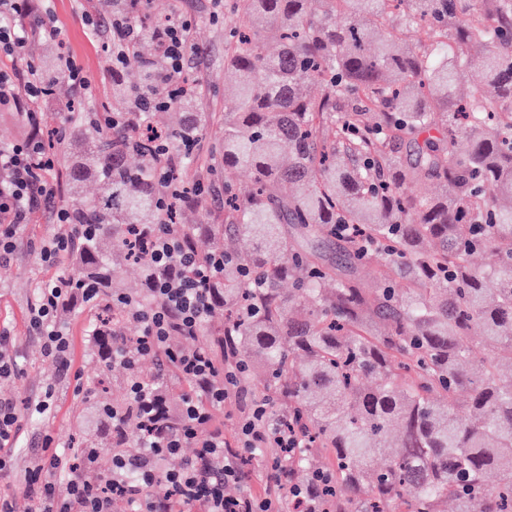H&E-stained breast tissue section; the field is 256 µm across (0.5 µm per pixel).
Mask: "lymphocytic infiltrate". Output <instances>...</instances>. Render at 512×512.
Masks as SVG:
<instances>
[{
  "instance_id": "obj_1",
  "label": "lymphocytic infiltrate",
  "mask_w": 512,
  "mask_h": 512,
  "mask_svg": "<svg viewBox=\"0 0 512 512\" xmlns=\"http://www.w3.org/2000/svg\"><path fill=\"white\" fill-rule=\"evenodd\" d=\"M29 0H0V105H11L24 114L29 137L21 143L0 148V254L12 252L18 232L28 224L32 212L50 205L55 188L42 174L52 169L54 160L42 139V103L50 92L35 68L19 70L31 52L32 33L55 38L60 29L54 15H35L30 26L17 24V15L29 12ZM193 27L184 16L174 17L158 35L161 53L169 60V83L173 94L187 93L181 81L184 44ZM130 235L146 252L160 276L152 290L150 307H142L134 297L121 298L118 305L126 317L141 322L143 331L133 343L115 340L114 363L127 366L128 400L112 409V434L124 439V420L134 414L146 431L147 440L139 455L114 453L112 470L96 476V449H89L82 470L72 473L66 483H58L56 471L65 469L55 454L32 470L25 479V493L36 495L41 512H283L287 499L302 504L304 512H334L335 499L326 497L322 472H314L304 484L290 480L286 461L296 455L303 443L293 430L268 414L264 402L256 401L241 411L236 423L235 441H227L215 426V414L241 387L239 377L223 368L222 359L209 347L190 351L173 349L175 336L196 338L211 312L209 285L224 270V260L215 257L186 265L189 251L181 235L164 227L154 232L133 226ZM99 291L73 288L67 279L39 289L30 310V325L41 336L47 356L62 368H69L70 340L57 321L61 303L89 307L95 305ZM166 353L180 376L189 381L193 392L180 409L181 429L163 433L159 415L160 399L153 385L136 374L139 362L157 353ZM193 446L194 456L177 469L164 468V461ZM274 450L269 465V484L261 494L231 497L224 487L240 481L245 454ZM165 483L169 494L154 498L150 490Z\"/></svg>"
}]
</instances>
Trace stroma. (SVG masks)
<instances>
[{"mask_svg":"<svg viewBox=\"0 0 512 512\" xmlns=\"http://www.w3.org/2000/svg\"><path fill=\"white\" fill-rule=\"evenodd\" d=\"M154 5L161 11L177 10L194 18L196 50L186 54L182 74L196 85L207 117L206 128L193 147L195 158L202 159L211 153L224 131V16L228 4L226 0H154ZM50 6L61 34L55 39L35 38L34 59L74 61L90 75L93 86L80 95L67 80H60L43 103L47 120L61 121L71 103L89 113L120 111V104L112 99V33L106 30L100 37H92L82 22L86 11L105 16L100 0H50ZM51 181L57 187L52 209H37L21 231L16 251L0 256V327H8L14 336L10 353L18 368L15 376L0 379V401L12 402L20 414L16 438L7 450L12 470L8 477L0 478V493L16 492L17 512H38L40 508L37 499L23 494L21 487L28 471L48 454L46 436H53L61 451L72 458L77 455L73 436L94 440L102 446L97 472L110 471L113 451L103 445L104 429L92 397L99 375H108L112 401L122 403L128 397L125 376L106 367L92 344V309L77 308L59 318L69 334L73 352V370L67 374L46 358L41 338L30 328V305L38 287L66 269L65 258L49 265L41 261L37 251L42 242L60 231L59 225L52 222V210L70 206L74 200L66 191L62 171H53ZM78 383L85 388L80 395L74 391ZM50 385L55 388L53 402L46 411H39L36 405Z\"/></svg>","mask_w":512,"mask_h":512,"instance_id":"1","label":"stroma"}]
</instances>
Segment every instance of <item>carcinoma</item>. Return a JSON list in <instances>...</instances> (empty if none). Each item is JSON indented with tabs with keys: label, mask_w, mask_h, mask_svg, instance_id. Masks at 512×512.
<instances>
[{
	"label": "carcinoma",
	"mask_w": 512,
	"mask_h": 512,
	"mask_svg": "<svg viewBox=\"0 0 512 512\" xmlns=\"http://www.w3.org/2000/svg\"><path fill=\"white\" fill-rule=\"evenodd\" d=\"M136 17L137 0H105ZM224 31V223L183 224L153 173L166 155L132 128L69 115L97 128L85 157L66 161V185H101L72 204L66 250L72 285L100 300L126 264L141 270L137 297L152 302L153 267L129 252L130 224L178 228L198 259L224 257L211 286L203 345L234 338L249 358L240 376L265 373L269 413L300 428L289 461L323 472L339 512H512V0H233ZM425 30L426 43L406 33ZM482 82L466 90L467 74ZM168 63L112 85L133 105L168 92ZM149 121L185 158L203 131L195 96ZM413 145L414 159L395 146ZM247 168L249 194L235 185ZM439 193L410 194L420 175ZM378 274L375 288L362 273ZM293 284L284 292V282ZM112 312L95 327L112 360ZM490 355L471 358L473 329ZM140 373L158 383L162 421L179 428L174 366ZM328 448L325 468L307 457ZM381 448L394 454L371 470ZM495 476L488 486L486 477Z\"/></svg>",
	"instance_id": "cac0c4a2"
}]
</instances>
